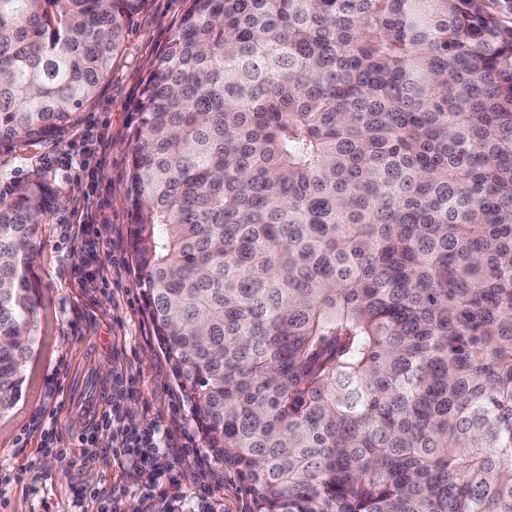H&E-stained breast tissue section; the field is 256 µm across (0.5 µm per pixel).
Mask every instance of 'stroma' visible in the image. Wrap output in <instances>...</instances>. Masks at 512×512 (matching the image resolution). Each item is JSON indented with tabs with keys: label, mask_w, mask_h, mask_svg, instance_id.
Segmentation results:
<instances>
[{
	"label": "stroma",
	"mask_w": 512,
	"mask_h": 512,
	"mask_svg": "<svg viewBox=\"0 0 512 512\" xmlns=\"http://www.w3.org/2000/svg\"><path fill=\"white\" fill-rule=\"evenodd\" d=\"M183 10V0H144L82 122L53 141L0 146V198L32 180L54 191L32 262L35 353L20 399L0 416V512H111L115 505L121 512H244L236 476L183 449L200 437L144 313L130 258V105ZM91 200L108 223L105 232L88 222ZM100 262L107 265L103 277ZM73 386L89 394L104 388L123 426L165 429L167 457L179 462L177 483L155 468L135 472L111 432L78 443L92 421L69 402ZM49 429L55 438L48 447Z\"/></svg>",
	"instance_id": "1"
}]
</instances>
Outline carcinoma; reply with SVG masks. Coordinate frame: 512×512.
Masks as SVG:
<instances>
[{
	"label": "carcinoma",
	"mask_w": 512,
	"mask_h": 512,
	"mask_svg": "<svg viewBox=\"0 0 512 512\" xmlns=\"http://www.w3.org/2000/svg\"><path fill=\"white\" fill-rule=\"evenodd\" d=\"M143 0H0V145ZM184 0L134 104L143 309L246 512H512V0ZM44 182L0 200V415Z\"/></svg>",
	"instance_id": "obj_1"
}]
</instances>
